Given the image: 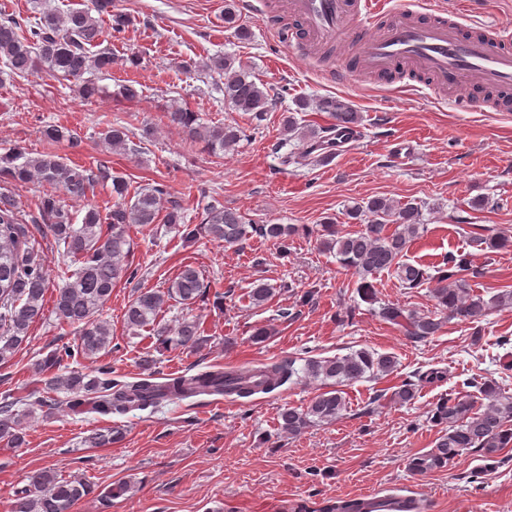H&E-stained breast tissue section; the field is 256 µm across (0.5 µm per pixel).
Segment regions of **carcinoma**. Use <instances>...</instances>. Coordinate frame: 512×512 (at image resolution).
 Masks as SVG:
<instances>
[{
  "label": "carcinoma",
  "mask_w": 512,
  "mask_h": 512,
  "mask_svg": "<svg viewBox=\"0 0 512 512\" xmlns=\"http://www.w3.org/2000/svg\"><path fill=\"white\" fill-rule=\"evenodd\" d=\"M104 17L108 18L110 29L117 33L134 22L125 13L112 12V0H90L85 7L65 13L46 11L36 25L29 27L13 18L0 19V62L13 75L42 70L51 76L72 77L82 82L79 93L83 98L98 96L101 89L95 76L112 71L113 63L112 51L101 47ZM224 24L238 38H249L248 29L239 23L234 10L224 9ZM198 69L224 80V102L232 111L260 120L272 108L266 87L257 83L243 65L236 64V58L213 55ZM112 96L124 100L138 98L137 82L125 80L116 84ZM319 108L334 120L324 130L300 125L292 113L282 123L283 133H292L302 142L303 157L314 154L322 160L330 157L336 146L333 138H326L322 133L334 131L338 126L358 127L363 116L336 97L321 99ZM167 118L189 137L202 142L213 155L234 149L244 135L239 125H206L198 113L187 107L171 110ZM41 133L57 143L77 140L71 129L57 124L43 126ZM129 138V129L118 123L99 132V140L111 149L126 148ZM1 162L7 164V173L14 181L26 182L36 177L76 200L86 198L99 181L110 179L116 197L106 215L91 206L79 224L56 198L49 197L42 205L43 219L49 224L54 240L64 247L66 255L80 262L78 271L56 286L52 308L59 324L78 328L77 343L59 347L37 364L43 396L33 404L43 408L45 415L56 411L82 414L88 409L103 416H124L133 411L153 412L165 402L193 401L199 397L250 399L303 377L321 381L330 389L313 397L306 408L287 407L280 413V431L296 437L313 424L331 423L342 415L346 403L340 387L394 371L395 356L366 348L341 357L309 358L300 371L295 368V360L284 359L262 363L246 372L217 368L173 374L161 381L150 374L137 381L120 383L112 380V371L107 367L89 372L61 370L68 359L93 360L112 346V331L104 317V308L112 297V289L123 278L134 276L127 264L131 250L127 229L131 224L147 227L157 223L166 189L158 182L149 184L128 202L127 183L111 177L108 165L102 160L94 169H79L58 155L31 156L21 148H14L0 155ZM347 216L359 221L361 229L344 233L328 218L321 224V245L335 254L337 263L359 278L357 292L366 302H376L369 277L383 271L394 273L407 288H416L427 281L432 283L430 292L442 313L440 317L435 313L419 314L393 303L376 310L379 318L399 327L407 336L424 341L437 335L447 319L474 322L494 308H512L511 291L488 299L470 292L467 279L470 262L464 256L448 255L433 275L401 262L409 243L424 229L418 205L374 197L351 206ZM104 223L110 226L106 233L102 231ZM202 225L208 237L226 247L240 245L255 234L284 244L296 232L293 224H250L241 213L216 204L205 209ZM24 244L25 226L19 222L16 201L0 193V326L10 333L0 343V366L7 364L26 342L30 325L44 316L48 276L43 264ZM276 292L274 286L260 282L252 288L249 298L253 306L261 307ZM203 293L199 272L185 265L165 289L137 290L124 313L127 328L135 334L154 324L169 302L191 305ZM157 336L166 348L197 349L203 342L199 324L194 320L180 323L172 336L160 328ZM477 388L486 400L481 411L475 408L469 395H451L438 405L435 420L445 425L443 434L428 453L411 458L412 471L427 474L470 449L482 452L485 460L492 461L501 450L512 447V395H506L491 381L479 383ZM19 402L20 399L7 396L0 402V438L17 447L25 438L20 414L14 410ZM123 437L124 429L115 425L93 433L90 441L103 447L119 443ZM28 479V486L16 494L12 512H72L76 502L91 491L86 482L61 478L52 469L34 472Z\"/></svg>",
  "instance_id": "obj_1"
}]
</instances>
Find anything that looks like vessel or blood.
<instances>
[{
	"mask_svg": "<svg viewBox=\"0 0 512 512\" xmlns=\"http://www.w3.org/2000/svg\"><path fill=\"white\" fill-rule=\"evenodd\" d=\"M420 6V0H395L385 9L377 0H289L297 26L284 31L281 42L293 49L336 44L353 50V60L330 73L334 83L404 71L418 78L413 91H450L451 106L461 112L480 108L478 88L512 90V29L457 13L423 18ZM463 86L467 95L457 96ZM356 500L360 512H421L424 496L415 489L377 490Z\"/></svg>",
	"mask_w": 512,
	"mask_h": 512,
	"instance_id": "1",
	"label": "vessel or blood"
}]
</instances>
